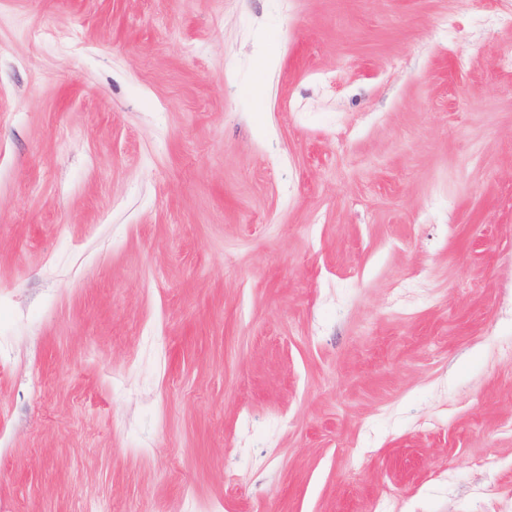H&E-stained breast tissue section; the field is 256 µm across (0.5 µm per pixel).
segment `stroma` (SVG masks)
Listing matches in <instances>:
<instances>
[{"mask_svg":"<svg viewBox=\"0 0 512 512\" xmlns=\"http://www.w3.org/2000/svg\"><path fill=\"white\" fill-rule=\"evenodd\" d=\"M507 2L0 0V512H512Z\"/></svg>","mask_w":512,"mask_h":512,"instance_id":"35a3bbf8","label":"stroma"}]
</instances>
